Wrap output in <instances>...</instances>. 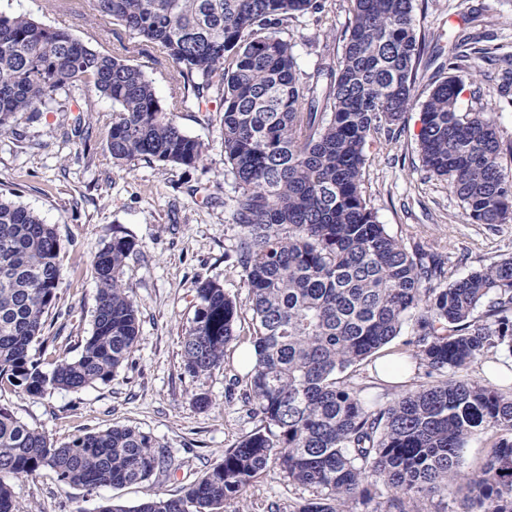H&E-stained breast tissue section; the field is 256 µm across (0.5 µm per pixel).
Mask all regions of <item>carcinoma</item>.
Instances as JSON below:
<instances>
[{"label": "carcinoma", "mask_w": 512, "mask_h": 512, "mask_svg": "<svg viewBox=\"0 0 512 512\" xmlns=\"http://www.w3.org/2000/svg\"><path fill=\"white\" fill-rule=\"evenodd\" d=\"M118 45L94 49L66 29L0 12V130L56 103L81 84L112 99L113 161L193 167L202 142L173 112L220 100L224 160L235 179V247L252 301L256 361L244 399L265 426L224 451L179 497L133 512H224L278 463L288 483L314 497L294 512H407V504L464 494L460 512H512V393L468 377L503 344L512 351V258L438 288L442 263L389 235L362 191L368 138L390 135L412 99L422 54L413 0H351L354 21L341 56L330 44L310 72L280 36L327 0H94ZM469 36L448 54V76L422 104V166L448 188L474 224L512 220V140L493 116L458 109L456 72L487 54ZM151 45L182 81L164 108L130 60ZM512 107V67L489 92ZM136 242L114 237L93 268V330L78 357L33 354L62 282L55 228L0 193V383L30 396L108 381L139 336L138 310L122 279ZM237 303L214 281L196 288L183 336L194 378L224 365L236 338ZM412 321L414 355L434 383L387 404L367 403L343 377ZM497 441L479 469L461 470L467 439ZM168 466L164 446L128 427L55 444L0 408V512H18L10 481L43 469L92 494L150 479ZM385 492L371 490L369 479Z\"/></svg>", "instance_id": "cac0c4a2"}]
</instances>
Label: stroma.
<instances>
[{"label": "stroma", "mask_w": 512, "mask_h": 512, "mask_svg": "<svg viewBox=\"0 0 512 512\" xmlns=\"http://www.w3.org/2000/svg\"><path fill=\"white\" fill-rule=\"evenodd\" d=\"M328 23L304 15L293 19L283 36L294 45L302 70H311L325 42L342 46L353 23L350 0H328ZM0 12L24 14L51 26L66 27L80 41L112 51L115 36L93 0H81L78 14L62 16L46 0H0ZM418 35L426 48L417 69L412 104L392 137L376 134L365 149L363 191L379 223L408 251L438 252L445 282L512 257V222L475 224L446 181L430 176L418 151L421 105L437 81L457 34L490 31L495 45L512 54V0H414ZM151 80L162 106L180 80L175 63L153 49L135 60ZM496 66L475 57L462 72L460 111L489 107L488 91ZM62 112L44 111L15 130L0 132V193L53 225L59 240L63 280L52 330L66 339L70 356H78L93 328L97 284L93 261L115 236H132L136 254L129 257L123 280L133 293L140 336L128 360L108 382L79 391L57 390L40 397L4 384L0 407L54 441L114 426H130L151 435L168 449V471L149 481L86 493L63 485L54 472L12 480L20 512H95L104 503L132 508L156 497L180 495L183 487L220 462L259 427L245 403L248 369L238 355L250 348V289L233 263L239 227L231 217L235 182L224 162L218 102L176 112L180 128L205 146L203 162L193 167L136 159L113 162L108 150L113 105L92 88L65 102ZM82 124L74 136V124ZM214 280L235 297L239 340L212 374L194 378L183 367L181 339L195 314L198 282ZM411 323L389 345L404 369L397 381L383 380L377 357L356 366L348 382L367 402L385 404L396 394L427 384V369L412 356ZM207 393L211 404L199 408L194 397ZM311 490L294 486L277 463L250 486L227 512H290L311 498Z\"/></svg>", "instance_id": "35a3bbf8"}]
</instances>
